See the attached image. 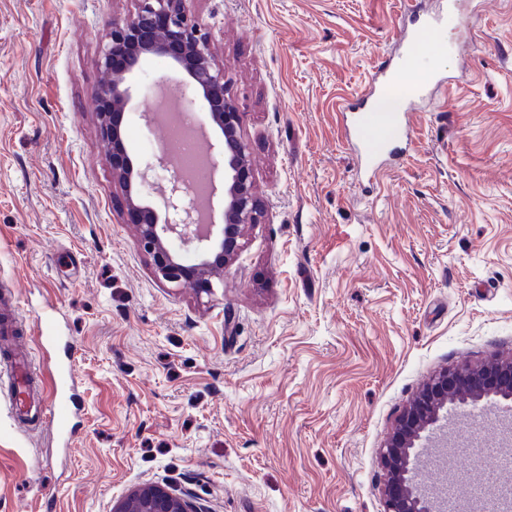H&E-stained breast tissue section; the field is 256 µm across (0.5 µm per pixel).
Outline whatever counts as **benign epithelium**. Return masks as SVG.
Segmentation results:
<instances>
[{
  "mask_svg": "<svg viewBox=\"0 0 512 512\" xmlns=\"http://www.w3.org/2000/svg\"><path fill=\"white\" fill-rule=\"evenodd\" d=\"M135 12L107 22L108 42L100 64L107 80L96 91L100 133L110 146L112 175L124 199V216L137 225L138 246L148 258L154 277L169 283L192 282L208 293L243 247L247 228L260 223L248 145L239 132L240 112L230 93L224 68L215 60L208 33L187 12L185 0H135ZM144 56H156L181 70L195 93L206 103L224 154V223L214 221V210L202 214L180 171L162 152L142 167L134 165L122 138V120L134 87L129 75ZM166 172L167 192L162 212L138 195ZM172 239L200 253L187 266L169 247ZM512 401V359L492 360L440 372L424 383L416 398L400 414L385 445L386 512H436L418 486L410 468L411 450L422 434L448 407L468 403ZM113 512H196L180 494L161 486L133 491Z\"/></svg>",
  "mask_w": 512,
  "mask_h": 512,
  "instance_id": "benign-epithelium-1",
  "label": "benign epithelium"
}]
</instances>
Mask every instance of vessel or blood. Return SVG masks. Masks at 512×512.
<instances>
[{"instance_id":"obj_1","label":"vessel or blood","mask_w":512,"mask_h":512,"mask_svg":"<svg viewBox=\"0 0 512 512\" xmlns=\"http://www.w3.org/2000/svg\"><path fill=\"white\" fill-rule=\"evenodd\" d=\"M398 20L402 23L412 22L417 29L450 27L460 34L468 25L463 0H448L447 12L434 15H425L409 7L399 15ZM403 69V61L384 62L374 75L368 93L349 96L338 105L344 118V137L357 148L360 181L369 188L375 186L379 175L388 165L399 161L412 144V127L406 113L396 112L387 116L372 109L375 98L390 87L395 76ZM22 333L11 293H0V334L13 337ZM30 333L36 337L40 350L53 356L46 373L49 390L37 408H30L28 401L33 393L34 379L32 361L25 353H16L15 410L23 415L36 414L38 422L52 433L57 445L65 448L73 441L82 412L80 383L73 373L75 340L70 336L58 335L55 313L51 310L42 312L36 318Z\"/></svg>"}]
</instances>
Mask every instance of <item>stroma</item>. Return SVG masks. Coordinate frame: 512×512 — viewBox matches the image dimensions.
<instances>
[{"mask_svg": "<svg viewBox=\"0 0 512 512\" xmlns=\"http://www.w3.org/2000/svg\"><path fill=\"white\" fill-rule=\"evenodd\" d=\"M241 115L263 216L211 293L158 281L125 223L94 95L105 23L133 0H0V290L74 336L83 412L52 441L14 420L0 355V512H112L159 484L200 512H386L381 455L431 375L512 357V0H470L466 57L414 110L408 154L363 192L337 103L400 52L401 0H186ZM136 71L123 140L158 77ZM474 491L484 460L412 451Z\"/></svg>", "mask_w": 512, "mask_h": 512, "instance_id": "1", "label": "stroma"}]
</instances>
